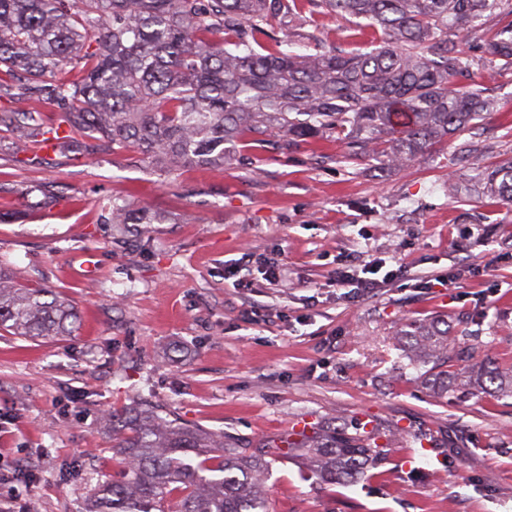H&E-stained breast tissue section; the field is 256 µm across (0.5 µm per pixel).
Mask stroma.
Masks as SVG:
<instances>
[{"label":"stroma","instance_id":"stroma-1","mask_svg":"<svg viewBox=\"0 0 512 512\" xmlns=\"http://www.w3.org/2000/svg\"><path fill=\"white\" fill-rule=\"evenodd\" d=\"M478 143L512 161V74ZM0 126V267L78 310L72 335L0 331V512H84L119 478L108 415L146 400L246 448L300 426L377 428V476L320 484L297 457L272 462L277 512H512V398L433 394L397 335L444 319L477 359L512 366V209L458 196L459 139L379 177L336 144H239L217 168L163 175L98 141L14 153ZM162 224L104 222L112 199ZM249 255L287 274L236 288ZM381 259L400 276L359 297L339 265ZM455 272L447 287L425 280Z\"/></svg>","mask_w":512,"mask_h":512}]
</instances>
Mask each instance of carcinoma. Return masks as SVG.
I'll list each match as a JSON object with an SVG mask.
<instances>
[{"label": "carcinoma", "instance_id": "1", "mask_svg": "<svg viewBox=\"0 0 512 512\" xmlns=\"http://www.w3.org/2000/svg\"><path fill=\"white\" fill-rule=\"evenodd\" d=\"M353 23L310 42L306 15ZM368 50L352 53L349 40ZM512 73V0H0V125L17 150L53 140L105 141L172 176L222 163L243 140L286 147L331 138L337 163L399 171L452 137L479 134L494 111L480 64ZM467 193L512 205V164L473 150ZM113 224H158L147 207L112 200ZM78 313L49 288L0 270V328L36 339L74 332ZM399 341L437 395L487 385L512 394V369L486 360L448 381L455 346L445 321L410 325ZM121 479L93 512H274L262 485L269 457L297 454L324 484L355 482L386 455L376 430L241 448L151 406L112 413Z\"/></svg>", "mask_w": 512, "mask_h": 512}]
</instances>
